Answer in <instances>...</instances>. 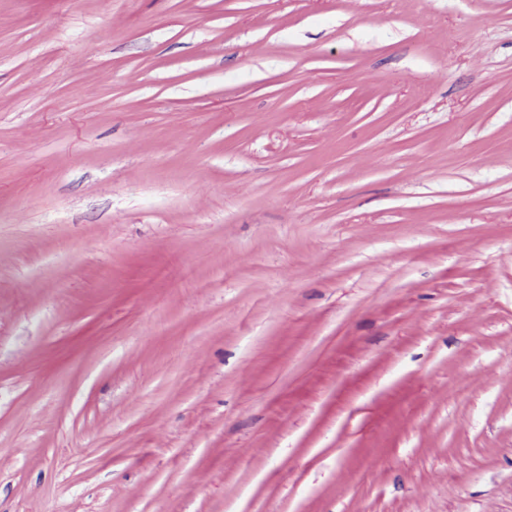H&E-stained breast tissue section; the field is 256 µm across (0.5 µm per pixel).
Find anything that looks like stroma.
Listing matches in <instances>:
<instances>
[{"label":"stroma","mask_w":512,"mask_h":512,"mask_svg":"<svg viewBox=\"0 0 512 512\" xmlns=\"http://www.w3.org/2000/svg\"><path fill=\"white\" fill-rule=\"evenodd\" d=\"M0 512H512V0H0Z\"/></svg>","instance_id":"35a3bbf8"}]
</instances>
